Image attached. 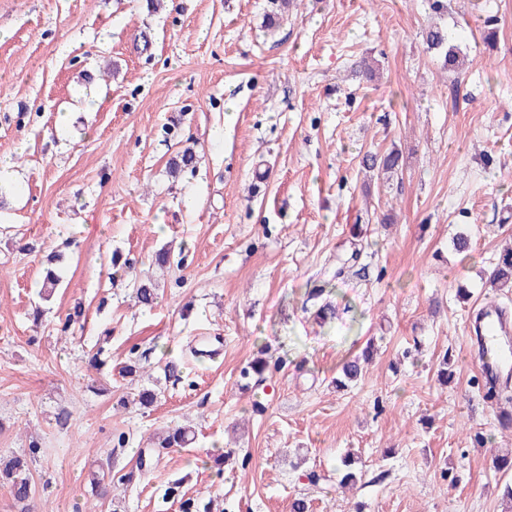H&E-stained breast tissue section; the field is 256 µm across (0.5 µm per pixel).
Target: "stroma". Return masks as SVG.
I'll list each match as a JSON object with an SVG mask.
<instances>
[{"label":"stroma","mask_w":512,"mask_h":512,"mask_svg":"<svg viewBox=\"0 0 512 512\" xmlns=\"http://www.w3.org/2000/svg\"><path fill=\"white\" fill-rule=\"evenodd\" d=\"M431 4L293 0L270 33L267 0H0V458L27 456L38 512H110L93 473H127L143 448L122 512H179L175 481L225 512H504L512 473L492 459L512 433L468 327L491 301L512 314V292L484 286L512 240V0H448L455 71L423 42ZM188 145L195 170L171 177ZM392 148L398 175L370 178L364 155ZM357 229L365 274L319 324L307 292ZM369 340L365 373L337 388ZM263 345L286 364L246 385ZM131 355L143 370L122 375ZM179 425L194 446L156 450ZM216 447L220 469L202 462Z\"/></svg>","instance_id":"35a3bbf8"}]
</instances>
